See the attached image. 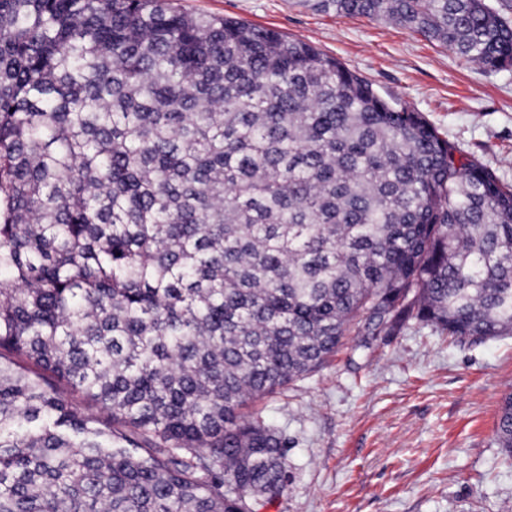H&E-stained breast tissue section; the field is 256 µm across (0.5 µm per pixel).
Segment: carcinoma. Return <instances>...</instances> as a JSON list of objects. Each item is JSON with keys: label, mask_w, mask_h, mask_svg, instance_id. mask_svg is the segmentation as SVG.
<instances>
[{"label": "carcinoma", "mask_w": 512, "mask_h": 512, "mask_svg": "<svg viewBox=\"0 0 512 512\" xmlns=\"http://www.w3.org/2000/svg\"><path fill=\"white\" fill-rule=\"evenodd\" d=\"M322 6L512 70L486 0ZM413 321L512 336V185L421 113L243 21L0 0V512H259L254 403Z\"/></svg>", "instance_id": "obj_1"}]
</instances>
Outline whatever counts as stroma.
Instances as JSON below:
<instances>
[{
	"label": "stroma",
	"instance_id": "1",
	"mask_svg": "<svg viewBox=\"0 0 512 512\" xmlns=\"http://www.w3.org/2000/svg\"><path fill=\"white\" fill-rule=\"evenodd\" d=\"M172 2L316 46L512 184V71L464 66L412 29L318 0ZM511 393L512 337L461 346L414 323L364 350L349 336L321 371L261 401L293 479L260 512H512V461L495 441Z\"/></svg>",
	"mask_w": 512,
	"mask_h": 512
}]
</instances>
